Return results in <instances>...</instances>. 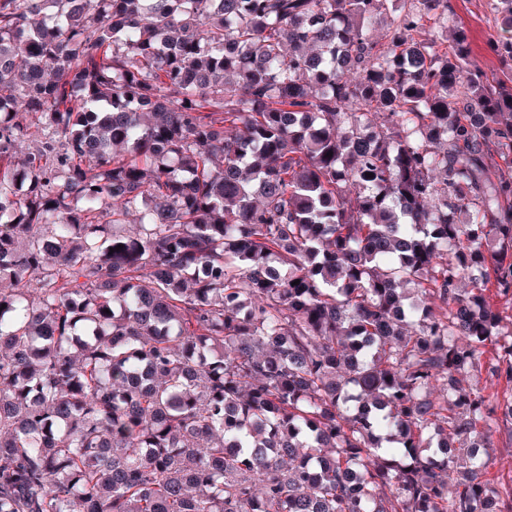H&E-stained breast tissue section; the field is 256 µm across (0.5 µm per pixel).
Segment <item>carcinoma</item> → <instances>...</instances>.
<instances>
[{"label": "carcinoma", "instance_id": "obj_1", "mask_svg": "<svg viewBox=\"0 0 512 512\" xmlns=\"http://www.w3.org/2000/svg\"><path fill=\"white\" fill-rule=\"evenodd\" d=\"M494 11L0 0V512H512ZM494 0H450L452 13L448 19V41L453 33L463 31L467 36L472 60L486 71L496 70L499 62L489 50L486 35L498 18L493 10ZM489 448V476L499 479L506 489L512 488V436L509 428H493Z\"/></svg>", "mask_w": 512, "mask_h": 512}]
</instances>
